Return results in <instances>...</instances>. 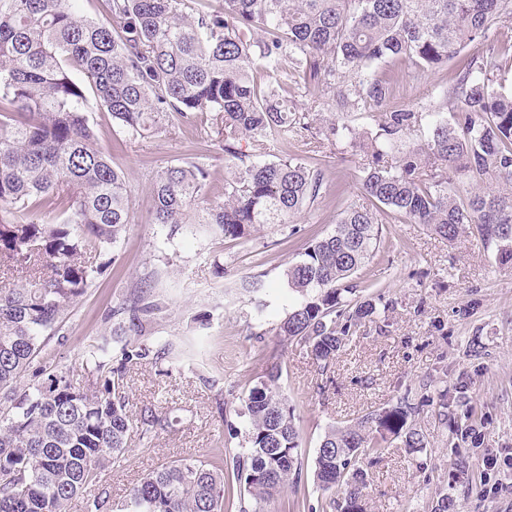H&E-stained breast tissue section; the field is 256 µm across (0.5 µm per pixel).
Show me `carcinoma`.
Segmentation results:
<instances>
[{
  "label": "carcinoma",
  "instance_id": "cac0c4a2",
  "mask_svg": "<svg viewBox=\"0 0 512 512\" xmlns=\"http://www.w3.org/2000/svg\"><path fill=\"white\" fill-rule=\"evenodd\" d=\"M74 2L0 0V263L12 274L0 288V512H65L80 493L90 494L88 512L106 507L109 497L94 490L126 452L129 431L120 382L127 368L169 354L126 342L114 366L105 338L86 352V388L40 361L99 273L83 256L111 248L131 223L126 180L97 147L88 116L95 108L130 140L173 114L212 113L227 165L224 201L209 202L203 166H166L153 183V223L209 224L239 240L260 224L292 223L323 185L322 171L296 159L266 161L241 141L260 147L270 136L304 135L311 126L290 110L289 95L303 85L328 96L341 116L322 134L366 158L368 203L349 205L284 270L295 299L278 327L325 367L358 325L381 314L377 303L359 300L349 278L379 249L388 219L424 224L450 241L473 225L512 266V87L504 78L512 41L461 66L428 109L389 106L396 76L383 71H439L511 16L512 0H224V11L194 17L185 0H106L111 26L78 16ZM353 112L379 115L374 134L360 136L345 120ZM458 174L475 181L465 198L450 188ZM161 309L137 291L128 327L112 335H141ZM28 373L33 382L20 386ZM280 376L269 371L244 397V446L229 464L163 465L130 489L119 512H228L234 484L238 512H263L302 480L300 428ZM467 391L458 379L434 392L450 448L483 443ZM417 411L404 396L326 428L313 470L321 512H365L362 464L398 439L412 453L427 447L413 426ZM139 424L148 440L166 419L146 407Z\"/></svg>",
  "mask_w": 512,
  "mask_h": 512
}]
</instances>
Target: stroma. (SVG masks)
<instances>
[{
	"label": "stroma",
	"mask_w": 512,
	"mask_h": 512,
	"mask_svg": "<svg viewBox=\"0 0 512 512\" xmlns=\"http://www.w3.org/2000/svg\"><path fill=\"white\" fill-rule=\"evenodd\" d=\"M456 72L452 62L421 77L399 75L390 103L436 104ZM90 122L100 150L126 178L132 222L100 255L102 274L68 308L44 359L68 369L75 384L88 385L85 351L117 327L114 310L130 305L140 286L163 305L143 343L169 344L178 357L131 367L120 385L131 425L121 462L101 475L99 486L111 502L163 464L191 457L215 461L222 451L240 447L231 429L243 424L241 397L267 365L278 363L309 459L328 424L356 422L406 393L420 398L430 381L466 380L483 415L482 447L448 453V431L434 406H421L415 420L428 447L412 454L395 443L367 465L366 512H427L443 495L460 512H512V470L493 474L481 464L484 452H512V267L499 264L494 245L470 229L450 242L421 224L399 219L383 225L378 252L355 280L360 297L382 296L389 309L358 327L323 370L307 344L277 334L288 311L283 271L360 201L361 156L346 142L316 133L268 141L265 160L288 156L321 169V194L294 223L267 224L250 239L230 240L204 224L152 221L155 175L168 165H203L211 200H223L224 152L205 115L191 114L135 141L124 137L107 111L91 112ZM147 406L168 421L149 441L142 440L138 422Z\"/></svg>",
	"instance_id": "35a3bbf8"
}]
</instances>
